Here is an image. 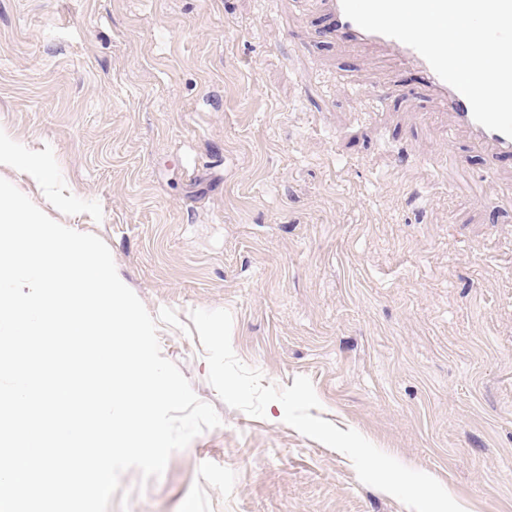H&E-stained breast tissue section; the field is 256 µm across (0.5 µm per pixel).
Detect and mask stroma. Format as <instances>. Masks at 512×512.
<instances>
[{
  "label": "stroma",
  "instance_id": "stroma-1",
  "mask_svg": "<svg viewBox=\"0 0 512 512\" xmlns=\"http://www.w3.org/2000/svg\"><path fill=\"white\" fill-rule=\"evenodd\" d=\"M295 0H0V131L49 184L0 171L98 236L220 426L109 512H410L271 403L208 381L195 309L229 310L238 359L436 478L512 512V159L488 163L369 47Z\"/></svg>",
  "mask_w": 512,
  "mask_h": 512
}]
</instances>
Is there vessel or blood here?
Masks as SVG:
<instances>
[{
  "instance_id": "obj_1",
  "label": "vessel or blood",
  "mask_w": 512,
  "mask_h": 512,
  "mask_svg": "<svg viewBox=\"0 0 512 512\" xmlns=\"http://www.w3.org/2000/svg\"><path fill=\"white\" fill-rule=\"evenodd\" d=\"M318 2L329 19V34L336 43L343 46L370 45L417 70L422 76L423 89L447 108L454 125L467 133L473 147L487 150L495 158L512 156V138L478 124L469 101L444 82L416 50L394 38L363 30L344 14L341 0Z\"/></svg>"
}]
</instances>
